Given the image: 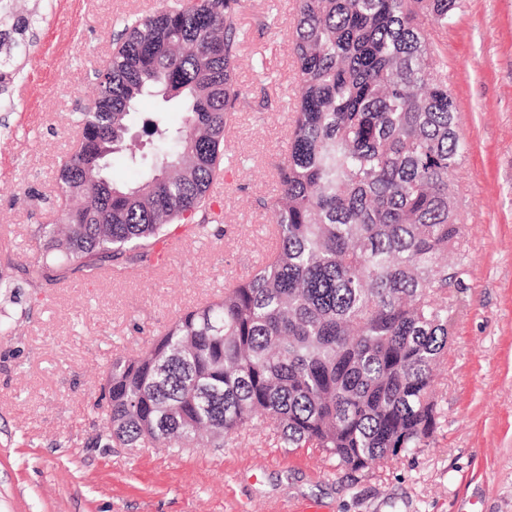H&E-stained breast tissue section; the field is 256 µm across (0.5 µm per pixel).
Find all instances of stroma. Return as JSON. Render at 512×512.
Instances as JSON below:
<instances>
[{
    "mask_svg": "<svg viewBox=\"0 0 512 512\" xmlns=\"http://www.w3.org/2000/svg\"><path fill=\"white\" fill-rule=\"evenodd\" d=\"M175 0H49L0 96V512H512V0H460L426 19L447 64L466 150L453 173L464 285L436 372L444 418L428 447L352 472L318 448H278L266 425L220 448H105L94 413L114 358L146 349L176 316L223 295L263 260L299 87L296 0H241L242 95L210 196L220 235L181 237L158 269L40 285L34 229L55 223L58 169L92 107L125 20Z\"/></svg>",
    "mask_w": 512,
    "mask_h": 512,
    "instance_id": "stroma-1",
    "label": "stroma"
}]
</instances>
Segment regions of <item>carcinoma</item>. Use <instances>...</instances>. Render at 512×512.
Masks as SVG:
<instances>
[{
    "mask_svg": "<svg viewBox=\"0 0 512 512\" xmlns=\"http://www.w3.org/2000/svg\"><path fill=\"white\" fill-rule=\"evenodd\" d=\"M457 0H299L300 74L287 160L278 166L265 263L224 296L179 315L144 351L112 360L94 408L105 448L224 446L256 419L283 448H320L353 471L427 446L442 417L431 395L448 352L442 257L459 241L452 173L463 156L456 106L419 15L443 25ZM20 43L0 39V68ZM239 0H180L124 24L60 166L57 223L35 230L33 274L112 263L151 266L173 225L213 234L209 190L240 91ZM160 96L141 181L107 179L108 157Z\"/></svg>",
    "mask_w": 512,
    "mask_h": 512,
    "instance_id": "1",
    "label": "carcinoma"
}]
</instances>
